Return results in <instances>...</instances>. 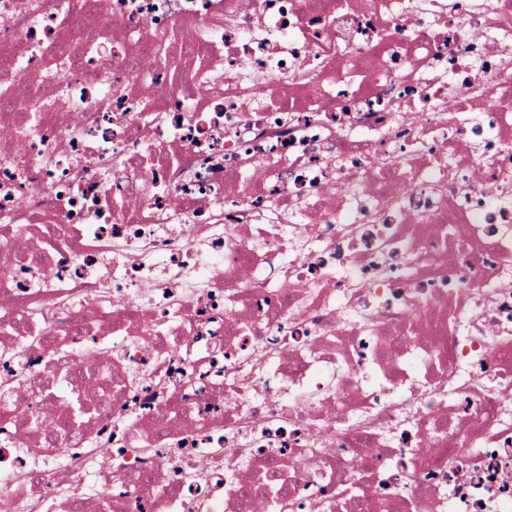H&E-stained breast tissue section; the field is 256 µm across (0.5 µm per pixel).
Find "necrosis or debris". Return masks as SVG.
<instances>
[{"instance_id":"4bbe7bcc","label":"necrosis or debris","mask_w":512,"mask_h":512,"mask_svg":"<svg viewBox=\"0 0 512 512\" xmlns=\"http://www.w3.org/2000/svg\"><path fill=\"white\" fill-rule=\"evenodd\" d=\"M0 0L11 512H512V0Z\"/></svg>"}]
</instances>
